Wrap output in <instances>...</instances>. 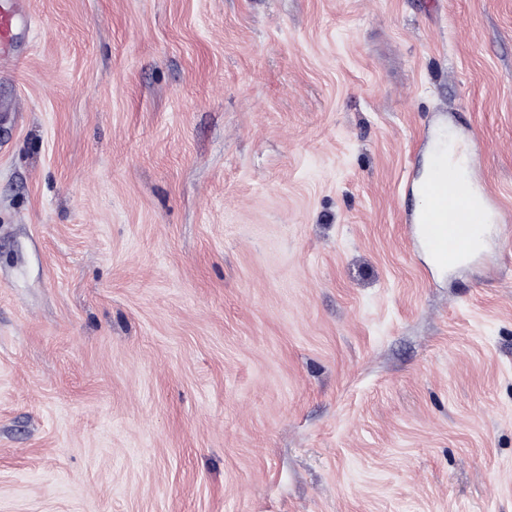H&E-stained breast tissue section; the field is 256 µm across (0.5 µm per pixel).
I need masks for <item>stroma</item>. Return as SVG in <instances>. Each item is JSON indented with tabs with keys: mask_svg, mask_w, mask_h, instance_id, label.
Returning a JSON list of instances; mask_svg holds the SVG:
<instances>
[{
	"mask_svg": "<svg viewBox=\"0 0 512 512\" xmlns=\"http://www.w3.org/2000/svg\"><path fill=\"white\" fill-rule=\"evenodd\" d=\"M0 73V512H512V0H29ZM457 165L455 153L448 147L435 152L428 176L419 184L428 206L410 213L407 219L408 240L416 236L436 261L448 265L483 248L486 224L491 220L484 201L470 202L471 193Z\"/></svg>",
	"mask_w": 512,
	"mask_h": 512,
	"instance_id": "stroma-1",
	"label": "stroma"
}]
</instances>
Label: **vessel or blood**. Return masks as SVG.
<instances>
[{
	"mask_svg": "<svg viewBox=\"0 0 512 512\" xmlns=\"http://www.w3.org/2000/svg\"><path fill=\"white\" fill-rule=\"evenodd\" d=\"M33 23L27 0H0V69L13 68L20 57L22 33ZM457 165L454 151L443 147L435 152L428 176L419 184L428 205L408 216L412 235L442 264L479 252L491 219L486 203H471Z\"/></svg>",
	"mask_w": 512,
	"mask_h": 512,
	"instance_id": "vessel-or-blood-1",
	"label": "vessel or blood"
}]
</instances>
